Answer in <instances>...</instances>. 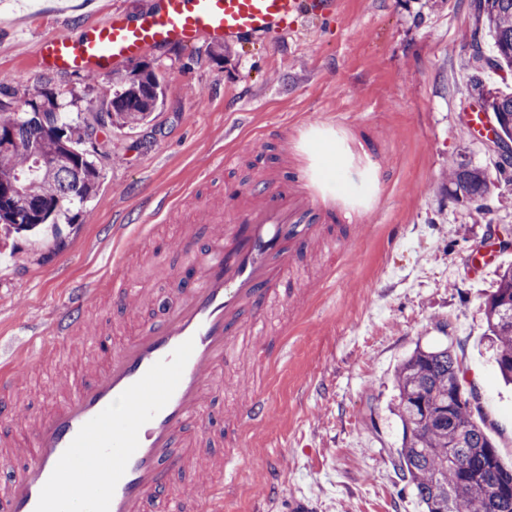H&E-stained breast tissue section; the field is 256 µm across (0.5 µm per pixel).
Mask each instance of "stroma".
<instances>
[{
	"mask_svg": "<svg viewBox=\"0 0 512 512\" xmlns=\"http://www.w3.org/2000/svg\"><path fill=\"white\" fill-rule=\"evenodd\" d=\"M50 2L0 23V80L13 101L58 92L66 121H79L148 67L163 79L164 102L147 122L99 132V187L87 217L0 238V375L12 378L10 392L0 391L8 410L0 432L27 447L35 417L62 400L60 375H93L111 349L176 300L183 234L208 240L204 207L249 184L253 167L277 149L273 130L302 129L336 180L328 124L346 112L383 146L361 184L339 189L363 198L367 221L346 228L350 252L331 285L322 283L333 262L325 248L300 258L298 296L268 313L292 326L285 359L223 371L204 413L208 437L171 489L191 502L209 499L225 421L262 392L268 417L241 449L222 512H289L293 495L306 497L310 512H424L393 466L402 435L394 374L419 345L454 346L501 458L512 464V387L499 379L484 336L485 295L498 266L512 264V245L482 275L467 265L472 252L512 229V183L500 182L497 153L465 122L470 50L461 36L475 27L470 0H340L333 17L308 21L295 36L150 49L95 78L39 72L40 41L114 10L138 13L150 0H94L80 13L72 0ZM228 148L247 151L251 167L221 169ZM452 158L493 182L483 204L454 196ZM180 192L182 204L145 234L156 202ZM116 255L137 295L124 309L101 280ZM94 284L82 330L61 353L40 352L62 304Z\"/></svg>",
	"mask_w": 512,
	"mask_h": 512,
	"instance_id": "stroma-1",
	"label": "stroma"
}]
</instances>
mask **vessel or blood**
Instances as JSON below:
<instances>
[{
    "label": "vessel or blood",
    "instance_id": "1",
    "mask_svg": "<svg viewBox=\"0 0 512 512\" xmlns=\"http://www.w3.org/2000/svg\"><path fill=\"white\" fill-rule=\"evenodd\" d=\"M337 0H154L130 17L112 13L77 34L45 38L37 50L42 70L102 75L144 50L192 47L201 40L234 43L272 32L291 35L306 21L332 13ZM344 149L357 166L376 164L374 140L346 119ZM278 150L246 191L230 199V218L205 245L187 236L179 299L144 325L87 379H67L70 394L39 416L19 471L0 492L6 512H182L169 498L174 475L202 439L203 409L219 368L235 356L280 360L283 345L257 346L269 328L267 310L288 299L299 256L326 238L330 227L364 223V207L331 192L323 160L301 154L295 134H278ZM87 288L63 307L50 333L70 335L95 298ZM267 401L254 394L239 407L226 434L224 476L213 489L223 500L236 482L238 449L246 427L263 421ZM86 486L68 494L73 481Z\"/></svg>",
    "mask_w": 512,
    "mask_h": 512
}]
</instances>
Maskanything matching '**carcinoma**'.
Wrapping results in <instances>:
<instances>
[{"label":"carcinoma","instance_id":"cac0c4a2","mask_svg":"<svg viewBox=\"0 0 512 512\" xmlns=\"http://www.w3.org/2000/svg\"><path fill=\"white\" fill-rule=\"evenodd\" d=\"M477 26L472 50L481 48L483 30L492 46L489 67L512 69V0H475ZM470 96L492 115L512 140V93L486 86L480 72L469 76ZM114 100L95 113L93 122L72 125L63 119L54 92L21 104L0 99V124L17 125L18 144L0 157V187L20 184L25 198L41 204L30 218L20 209L0 210L5 232L19 234L41 224H55L74 205L88 202L98 188V171L85 144L100 129L146 121L163 101L162 80L152 70L113 92ZM53 153L65 163L45 168L35 150ZM455 192L471 201L486 196L491 184L484 173L462 161L448 164ZM486 335L502 380L512 383V265L499 268L485 306ZM396 413L402 443L394 467L426 512H512V495L498 489L512 485V467L503 463L486 431L472 419L477 393L449 347L417 348L395 373Z\"/></svg>","mask_w":512,"mask_h":512}]
</instances>
